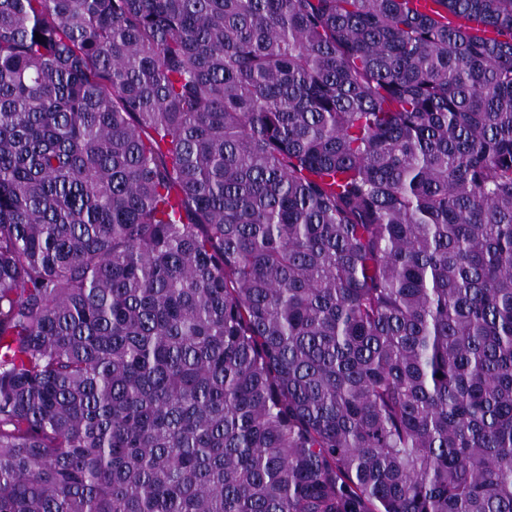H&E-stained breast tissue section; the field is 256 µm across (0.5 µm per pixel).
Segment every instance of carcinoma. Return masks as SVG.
Segmentation results:
<instances>
[{
	"label": "carcinoma",
	"instance_id": "1",
	"mask_svg": "<svg viewBox=\"0 0 512 512\" xmlns=\"http://www.w3.org/2000/svg\"><path fill=\"white\" fill-rule=\"evenodd\" d=\"M413 2L0 0V512H512V0Z\"/></svg>",
	"mask_w": 512,
	"mask_h": 512
}]
</instances>
